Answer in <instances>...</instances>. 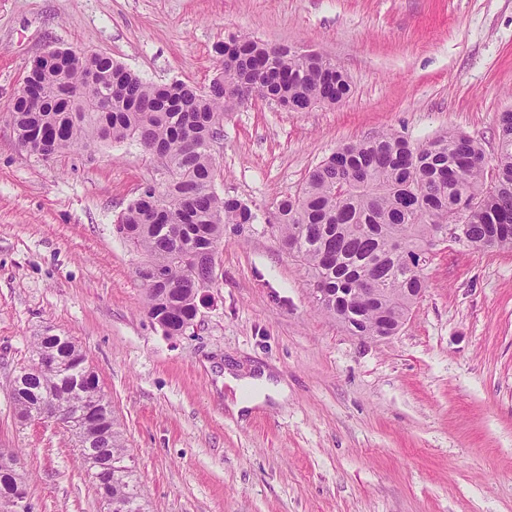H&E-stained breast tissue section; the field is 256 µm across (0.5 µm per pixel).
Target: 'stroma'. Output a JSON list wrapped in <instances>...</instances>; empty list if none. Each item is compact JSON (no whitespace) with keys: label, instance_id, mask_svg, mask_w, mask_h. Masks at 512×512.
I'll use <instances>...</instances> for the list:
<instances>
[{"label":"stroma","instance_id":"stroma-1","mask_svg":"<svg viewBox=\"0 0 512 512\" xmlns=\"http://www.w3.org/2000/svg\"><path fill=\"white\" fill-rule=\"evenodd\" d=\"M230 32L330 57L352 86L307 112L256 96L225 112L216 189L259 213L381 131L421 145L455 130L496 156L512 0H0V448L18 453L28 512H102L69 435L11 399L48 327L111 399L147 512H512V250L439 246L405 324L369 340L320 313L277 234L249 224L219 252L210 305L168 336L112 231L156 162L130 141L21 150L8 111L46 49L204 88ZM228 367L269 370L287 400L236 418Z\"/></svg>","mask_w":512,"mask_h":512}]
</instances>
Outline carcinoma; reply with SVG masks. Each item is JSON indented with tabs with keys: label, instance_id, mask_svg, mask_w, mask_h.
<instances>
[{
	"label": "carcinoma",
	"instance_id": "obj_1",
	"mask_svg": "<svg viewBox=\"0 0 512 512\" xmlns=\"http://www.w3.org/2000/svg\"><path fill=\"white\" fill-rule=\"evenodd\" d=\"M220 72L201 90L179 81L141 79L110 56L61 49L30 70L8 113L19 145L49 160L92 143L133 140L157 161L169 179L160 196L145 184L116 218L113 231L142 256L136 275L144 287L147 315L173 336L198 315V287L213 280L215 256L224 238L257 222L251 208L216 191L219 171L212 150L223 132L224 112L252 86L290 112L335 105L351 94L347 75L330 59L229 35L215 47ZM499 144L492 184L485 181V154L478 143L445 132L416 147L381 132L345 145L309 172L294 194L275 203L274 224L282 246L297 258L317 289L319 310L338 319L343 304L354 336H372L380 307L408 318V292L424 285L418 269L428 238L448 237L462 217L467 236L512 249V110L499 115ZM368 278L391 289L385 302L351 289ZM56 356L65 369L39 366ZM84 351L71 336L47 328L34 337L19 367L12 399L19 417L34 416L50 399L75 420L86 421L89 444L78 448L109 468L112 482L94 479L100 498L122 512H145L126 444L98 377L87 376ZM12 448H0V512H17Z\"/></svg>",
	"mask_w": 512,
	"mask_h": 512
}]
</instances>
